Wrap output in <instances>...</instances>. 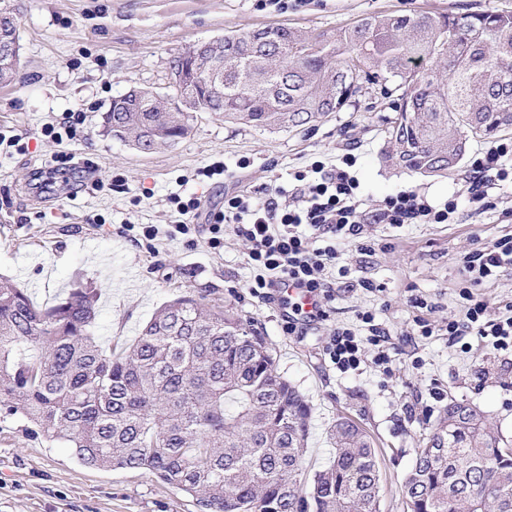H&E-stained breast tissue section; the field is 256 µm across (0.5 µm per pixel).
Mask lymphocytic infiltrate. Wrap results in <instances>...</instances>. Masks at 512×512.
Returning a JSON list of instances; mask_svg holds the SVG:
<instances>
[{"label": "lymphocytic infiltrate", "instance_id": "lymphocytic-infiltrate-1", "mask_svg": "<svg viewBox=\"0 0 512 512\" xmlns=\"http://www.w3.org/2000/svg\"><path fill=\"white\" fill-rule=\"evenodd\" d=\"M355 164V156L347 153L336 164L314 161L308 169L296 172L293 184L286 188L225 192L223 205L210 213L203 228L214 251L223 250L228 234L248 245L252 297L272 302L276 287L295 289V296L287 300L283 326L287 335H305L328 320L325 304L332 301L337 282L350 275L349 268L336 264L338 240L362 236L370 224L401 227L453 224L458 219L456 198L434 205L414 189L399 191L375 207H366L358 193ZM468 183L471 202L490 208L491 191L512 184V141L497 140L478 152ZM462 265L471 288L463 293L461 317H449L441 329L455 343L473 336L492 349H512V315L488 318L486 300L472 291L484 280L512 270V237L466 252ZM307 298L313 302L309 310L303 304ZM357 319L355 325L334 329L323 349L325 357L343 373L359 370L369 359L383 375L392 376L394 359L375 314L363 311Z\"/></svg>", "mask_w": 512, "mask_h": 512}]
</instances>
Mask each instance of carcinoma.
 <instances>
[{
	"instance_id": "cac0c4a2",
	"label": "carcinoma",
	"mask_w": 512,
	"mask_h": 512,
	"mask_svg": "<svg viewBox=\"0 0 512 512\" xmlns=\"http://www.w3.org/2000/svg\"><path fill=\"white\" fill-rule=\"evenodd\" d=\"M224 93L204 108L263 129L312 128L378 90L401 91L391 160L418 174L456 166L468 142L512 128V13L376 15L331 33L276 26L221 37ZM433 59L441 69L421 72ZM191 60L170 61L173 97ZM194 115L142 92L141 111L106 113L104 131L149 153L187 137ZM97 292L35 304L0 276V408L99 470H146L197 512H378L367 432L336 419L330 464L301 480L311 407L240 316L200 297L157 309L129 345L91 329ZM406 512H512V445L478 407L452 401L417 449Z\"/></svg>"
}]
</instances>
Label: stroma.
<instances>
[{
    "mask_svg": "<svg viewBox=\"0 0 512 512\" xmlns=\"http://www.w3.org/2000/svg\"><path fill=\"white\" fill-rule=\"evenodd\" d=\"M22 44L15 84L0 86V136L19 139L25 152L0 146V275L51 305L71 289L94 283L100 292L93 329L102 344L129 343L155 310L185 294H203L251 322L278 372L312 408L307 466L326 467L329 431L346 416L369 433L380 468L379 512H404L402 485L417 448L443 418L449 401L477 405L512 442V352L473 344L469 352L447 336H420L418 324L441 325L460 311L465 284L461 256L492 238L512 236V187L478 209L465 176L484 141L470 142L458 165L423 176L387 158L391 111L385 100L363 98L325 117L311 131L264 130L197 113L189 135L160 153L143 154L103 133L100 116L111 100L137 87L166 94L169 62L178 52L231 31L294 26L330 32L378 14L512 13V0H17ZM75 112L82 138L56 141L44 127H63ZM353 152L366 205L416 189L433 203L459 198L455 224L392 227L340 244L351 266L336 291L330 318L316 335L284 334V311L247 290V247L227 238L213 254L206 235L193 246L164 237L180 216L170 195L195 197V223L224 202L228 191L286 183L312 162H335ZM73 154L67 179L48 189L41 177L52 155ZM223 163V181L202 176ZM100 188H93V181ZM153 224L154 244L121 237L122 224ZM372 282L374 291L364 288ZM424 298L426 307L414 304ZM371 310L386 331L397 372L386 378L372 362L340 373L323 346L334 328L356 324ZM441 389L444 400L433 397ZM0 512H196L191 497L150 472L102 471L79 463L71 449L0 418Z\"/></svg>",
    "mask_w": 512,
    "mask_h": 512,
    "instance_id": "stroma-1",
    "label": "stroma"
}]
</instances>
